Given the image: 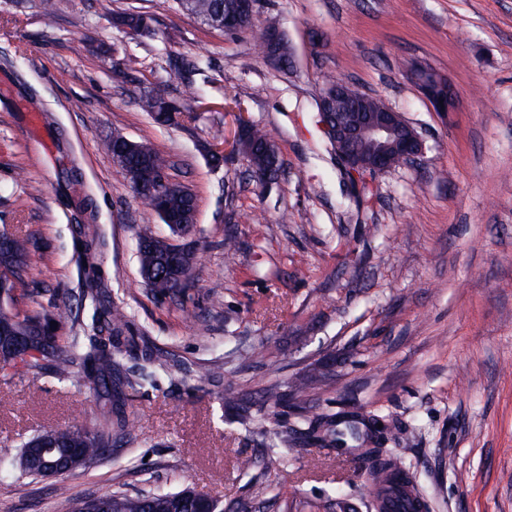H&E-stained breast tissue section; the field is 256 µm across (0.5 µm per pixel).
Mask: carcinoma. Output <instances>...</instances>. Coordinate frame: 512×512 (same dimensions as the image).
Returning a JSON list of instances; mask_svg holds the SVG:
<instances>
[{"mask_svg":"<svg viewBox=\"0 0 512 512\" xmlns=\"http://www.w3.org/2000/svg\"><path fill=\"white\" fill-rule=\"evenodd\" d=\"M179 7L215 30H223L224 15L236 10L238 0H177ZM268 141L267 133L256 125L249 126L245 133V144L251 147L246 152L253 171L261 175L276 177L279 158L264 150ZM166 160L151 146L143 144L139 149L124 157L121 171L134 173L145 185L153 183L160 171L166 169ZM171 210L188 214V224L183 231L190 233L194 213L179 195L168 199ZM34 235H15L0 245V259L10 260L13 273L20 286L27 285L31 270L30 246ZM169 245L164 239L148 231L140 233L138 240L139 273L145 285L156 295L167 298L184 295L192 287V278L178 275V268L184 264L192 268L195 254L181 256L165 265L162 259L168 255ZM84 297L101 309L102 316H93L85 323L73 315V308L66 298L61 297L31 313L21 315L11 312L9 301H4V310L12 313L13 329L26 344L30 355L27 358L4 350L0 352V378L6 380L15 374L49 373L59 380L81 373L89 386L95 390L112 394V378L121 367L124 356L138 350L134 339L126 340L122 346L112 344V339L123 336L127 329V317L118 305L107 307L101 300V292L93 280H87ZM57 325H52V322ZM70 323L69 333H57L56 326ZM22 366H17V363ZM322 382L317 375H299L288 385V390L273 383L264 389L261 398L248 408H240L241 402L249 395L247 384L238 379L224 386V404L239 410L238 422L251 434L260 435L271 441L262 465L268 473H278L285 465V458L278 448H304L325 441L336 450L351 457L353 473L362 480L370 491L367 507L372 512H391L399 504L404 512H426L427 503L414 489L413 477L399 467L386 448H349L347 440L360 437L356 419L361 418L378 425V416L357 411L351 417L327 414L303 415L305 428L288 430L269 418L267 408L289 402L304 411ZM148 385H153L152 376L142 370L125 380V387L135 396ZM132 424L123 414L115 419H104L91 426H56L46 433L38 434L22 444L20 457L34 453L33 466L19 465L14 473L6 468L0 470V479L21 476H39L41 471L55 467L57 461L70 448H79L82 460L79 468H89L105 458L112 448V435L131 437ZM181 491L129 494L118 488L105 495L108 512H171L173 502Z\"/></svg>","mask_w":512,"mask_h":512,"instance_id":"cac0c4a2","label":"carcinoma"}]
</instances>
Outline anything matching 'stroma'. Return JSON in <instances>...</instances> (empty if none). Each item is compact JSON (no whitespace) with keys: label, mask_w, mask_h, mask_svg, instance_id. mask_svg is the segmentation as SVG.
Segmentation results:
<instances>
[{"label":"stroma","mask_w":512,"mask_h":512,"mask_svg":"<svg viewBox=\"0 0 512 512\" xmlns=\"http://www.w3.org/2000/svg\"><path fill=\"white\" fill-rule=\"evenodd\" d=\"M151 16L131 34L114 15ZM256 28L291 49L272 64L251 31L215 30L175 0H0V230L41 243L26 310L63 294L81 317L94 277L123 306L129 333L166 352L157 388L113 401L82 375L0 380V462L41 429L87 425L120 408L135 424L95 467L71 474L92 497L194 487L251 512H311L368 493L349 457L313 445L278 474L237 469L266 441L225 409L224 383L254 395L316 370L313 411L364 408L415 479L430 512H512V0H257ZM136 68H128V58ZM447 78L454 112H435L413 71ZM380 98L421 134L417 161L353 181L320 123L331 85ZM194 102H187V91ZM190 103L161 125L140 98ZM262 127L283 162L259 186L244 156L210 164L238 116ZM150 145L196 198L198 261L184 301L139 276L138 232L172 231L132 190L108 149L113 132ZM235 235V264L224 238ZM273 355L238 369L245 349ZM219 368L220 382L205 371ZM0 512H67L51 478L0 485Z\"/></svg>","instance_id":"stroma-1"}]
</instances>
